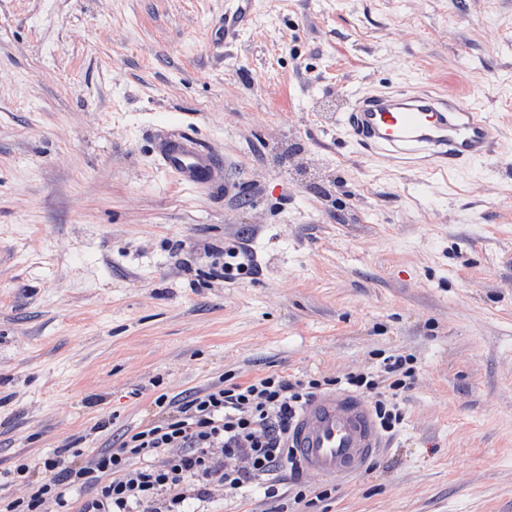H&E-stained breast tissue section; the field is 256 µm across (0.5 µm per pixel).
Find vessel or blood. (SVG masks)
<instances>
[{"label": "vessel or blood", "instance_id": "vessel-or-blood-1", "mask_svg": "<svg viewBox=\"0 0 512 512\" xmlns=\"http://www.w3.org/2000/svg\"><path fill=\"white\" fill-rule=\"evenodd\" d=\"M363 153L411 171H448L492 155L499 129L456 91L361 93L337 118ZM163 169L204 186L223 176L212 151L187 134L160 141ZM289 446L305 471L344 480L366 470L383 441L366 399L347 392L316 397L300 412Z\"/></svg>", "mask_w": 512, "mask_h": 512}]
</instances>
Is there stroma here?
<instances>
[{"label":"stroma","instance_id":"1","mask_svg":"<svg viewBox=\"0 0 512 512\" xmlns=\"http://www.w3.org/2000/svg\"><path fill=\"white\" fill-rule=\"evenodd\" d=\"M373 88L463 92L501 146L445 174L362 154L336 114ZM171 132L223 179L165 171ZM237 238L259 271L228 284ZM389 355L415 377L364 473L209 512H512V0H0V496L159 393Z\"/></svg>","mask_w":512,"mask_h":512}]
</instances>
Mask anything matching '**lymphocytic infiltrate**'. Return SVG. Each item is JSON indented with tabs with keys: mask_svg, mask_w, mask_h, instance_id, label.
Returning <instances> with one entry per match:
<instances>
[{
	"mask_svg": "<svg viewBox=\"0 0 512 512\" xmlns=\"http://www.w3.org/2000/svg\"><path fill=\"white\" fill-rule=\"evenodd\" d=\"M257 264L246 244H225L215 276L232 283L256 275ZM394 395L376 400L374 415L382 432L394 433L404 417L396 395L407 389L412 369L402 356L383 361ZM329 386L328 379L294 381L275 373L244 383L217 382L190 401L159 394V419L127 431L119 447L104 448L81 464L61 456L42 463L43 480L25 498L0 497V512H42L49 500L67 507L75 493L94 488L78 512H192L211 486L236 495L256 480L266 481L267 498L278 495L271 482L294 455L288 432L303 407Z\"/></svg>",
	"mask_w": 512,
	"mask_h": 512,
	"instance_id": "f902f5d3",
	"label": "lymphocytic infiltrate"
}]
</instances>
